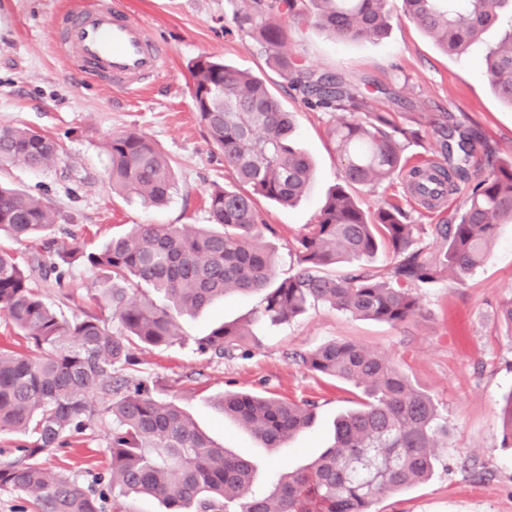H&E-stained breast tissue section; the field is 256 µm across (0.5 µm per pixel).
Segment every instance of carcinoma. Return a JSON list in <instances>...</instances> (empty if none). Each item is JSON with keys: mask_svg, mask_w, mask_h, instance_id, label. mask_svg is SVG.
I'll return each mask as SVG.
<instances>
[{"mask_svg": "<svg viewBox=\"0 0 512 512\" xmlns=\"http://www.w3.org/2000/svg\"><path fill=\"white\" fill-rule=\"evenodd\" d=\"M402 13L449 54H460L490 29L500 30L484 56L495 96L512 107V0H400ZM392 20L389 0H240L238 27L259 41L287 72L310 109L331 112L329 128L342 166L315 221L293 239L296 272L278 277L274 252L259 223L257 200L291 205L310 185L312 165L294 143L293 113L258 76L201 56L191 66L192 100L224 165L248 189L218 187L207 197L209 224H135L101 251L83 244L56 252L42 268L63 285L68 265L81 259L109 273L96 305L112 315L85 312L65 318L45 302L32 265L0 248V313L37 356L0 349V435L20 440L18 455L0 461V491L29 495L36 512H134L128 497L159 499L167 512H372L383 495L426 481L448 447V422L433 398L412 384L389 357L345 340L323 343L301 356L313 372L360 389L358 407L336 418L333 443L306 467L281 473L274 488L251 490L254 463L219 447L173 400L153 395L158 382L131 380L138 352L183 339L177 316L239 292L262 294L259 317L279 324L322 302L359 319L392 326L418 314V283L448 278L462 284L486 259L499 225L512 222V156L501 159L476 133L458 144L456 160L406 168L403 152L431 129L448 130L452 117L429 113L404 126L380 112L368 94L345 79L298 63L283 26L311 23L351 42L381 40ZM112 191L161 205L175 188L174 166L146 135L124 130L105 143ZM60 144L39 131L0 127V165L47 168ZM400 180L426 205L468 188L451 224L426 229L405 221L401 209L369 211L355 190ZM56 213L40 197L0 186V232L16 241L46 237ZM431 233L432 242L422 243ZM392 254L385 272L341 263ZM161 296L157 304L149 293ZM245 326L221 323L194 339L208 360L242 349ZM267 448H278L314 420L309 400L226 391L217 399ZM109 423L108 465L85 486L48 468L43 456L85 433L91 418ZM499 436L512 447V394Z\"/></svg>", "mask_w": 512, "mask_h": 512, "instance_id": "cac0c4a2", "label": "carcinoma"}]
</instances>
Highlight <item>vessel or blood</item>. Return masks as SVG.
I'll list each match as a JSON object with an SVG mask.
<instances>
[{
	"label": "vessel or blood",
	"mask_w": 512,
	"mask_h": 512,
	"mask_svg": "<svg viewBox=\"0 0 512 512\" xmlns=\"http://www.w3.org/2000/svg\"><path fill=\"white\" fill-rule=\"evenodd\" d=\"M63 21L61 48L88 77L133 87L157 76L166 64L167 50L147 28L105 0L66 13Z\"/></svg>",
	"instance_id": "1"
}]
</instances>
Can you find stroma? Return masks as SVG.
Segmentation results:
<instances>
[{
  "label": "stroma",
  "mask_w": 512,
  "mask_h": 512,
  "mask_svg": "<svg viewBox=\"0 0 512 512\" xmlns=\"http://www.w3.org/2000/svg\"><path fill=\"white\" fill-rule=\"evenodd\" d=\"M85 2L0 0V126H25L62 146L57 161L44 169L0 166V182L39 195L53 207L59 218L52 237L60 247L75 236L99 249L132 224L208 223V192L235 184L223 151L209 138L192 103L190 65L199 56H214L265 80L293 112L295 143L313 161L312 183L294 206L257 202L262 223L272 227L263 241L275 253L279 277L294 273L293 238L313 223L341 179V166L328 145L333 114L306 108L256 37L237 26L238 0H111L166 44L170 56L163 72L141 88L91 80L55 45L58 16ZM499 36V29H489L465 53L449 55L397 11L382 40L341 42L308 24L290 30L289 50L299 63L371 92L376 108L396 112L409 100L424 112L451 113L447 134L432 132L423 143L406 147L405 159L417 165L440 158L444 143H457L473 130L497 155H512V108L496 98L483 69L486 50ZM118 130L145 133L174 161L176 189L166 205L151 207L112 193L104 143ZM359 196L369 208L398 204L407 223L425 226L452 220L464 198L457 192L427 209L408 196L399 180L361 189ZM103 277L101 269L77 262L64 286L47 281L40 291L66 316L93 312V294ZM415 294L420 315L396 327L322 304L269 327L256 319L260 295L235 293L198 313L180 315L185 341L140 352V376L169 383L171 395L199 429L252 459L257 469L251 489L264 494L281 469L305 467L331 443L336 416L357 399V389L310 371L301 354L331 339L375 349L434 399L451 435L432 477L384 496L374 512H512V449L501 447L497 437L500 406L512 393V328L499 314L512 299V223L500 225L486 262L464 284L445 278L420 285ZM222 322L246 325L251 340L235 358L207 361L192 340ZM227 390L314 401L315 420L283 447H261L216 405ZM106 460L104 430L96 425L84 443L55 449L44 462L87 482Z\"/></svg>",
  "instance_id": "obj_1"
}]
</instances>
